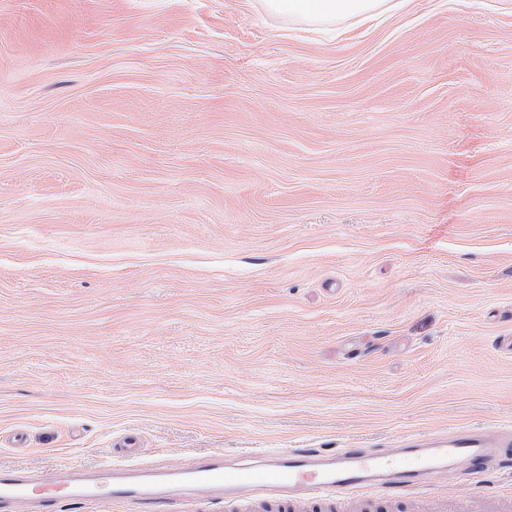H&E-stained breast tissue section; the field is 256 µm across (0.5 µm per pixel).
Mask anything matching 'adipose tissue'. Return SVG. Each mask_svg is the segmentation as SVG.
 <instances>
[{"mask_svg":"<svg viewBox=\"0 0 512 512\" xmlns=\"http://www.w3.org/2000/svg\"><path fill=\"white\" fill-rule=\"evenodd\" d=\"M266 10L292 22L331 29L351 19H372L384 11L385 0H263Z\"/></svg>","mask_w":512,"mask_h":512,"instance_id":"1","label":"adipose tissue"}]
</instances>
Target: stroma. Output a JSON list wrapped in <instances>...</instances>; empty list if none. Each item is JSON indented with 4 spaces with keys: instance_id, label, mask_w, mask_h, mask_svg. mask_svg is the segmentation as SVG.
<instances>
[{
    "instance_id": "stroma-1",
    "label": "stroma",
    "mask_w": 512,
    "mask_h": 512,
    "mask_svg": "<svg viewBox=\"0 0 512 512\" xmlns=\"http://www.w3.org/2000/svg\"><path fill=\"white\" fill-rule=\"evenodd\" d=\"M503 336L512 0H0L1 468L512 426ZM387 0H263L266 10L292 22L332 29L351 19H372L384 12Z\"/></svg>"
}]
</instances>
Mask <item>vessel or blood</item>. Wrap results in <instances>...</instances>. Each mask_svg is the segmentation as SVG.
Returning <instances> with one entry per match:
<instances>
[{
	"label": "vessel or blood",
	"mask_w": 512,
	"mask_h": 512,
	"mask_svg": "<svg viewBox=\"0 0 512 512\" xmlns=\"http://www.w3.org/2000/svg\"><path fill=\"white\" fill-rule=\"evenodd\" d=\"M124 456L93 477L63 467L51 473L0 469V512H57L64 503L122 502L141 512H161L176 499L207 495L215 500L245 497L260 512H338L343 496L380 493L393 500L425 490L440 474L478 482L488 473H512V429L458 424L441 435L411 434L383 448H260L231 463L223 453L188 467H156L140 458L135 439ZM429 512H512V494L484 491L468 504L436 495Z\"/></svg>",
	"instance_id": "1"
}]
</instances>
